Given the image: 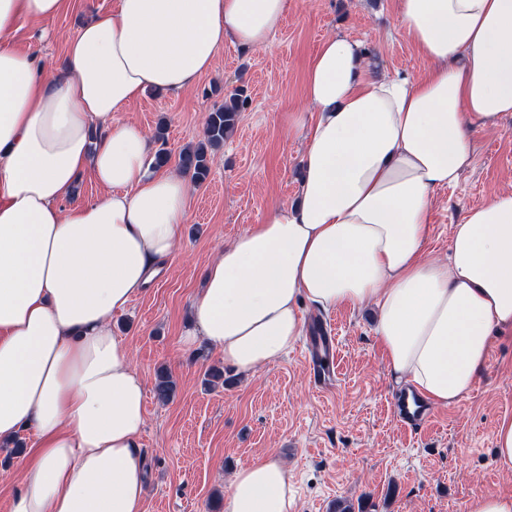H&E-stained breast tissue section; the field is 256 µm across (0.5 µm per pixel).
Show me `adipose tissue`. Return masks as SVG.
<instances>
[{
  "mask_svg": "<svg viewBox=\"0 0 512 512\" xmlns=\"http://www.w3.org/2000/svg\"><path fill=\"white\" fill-rule=\"evenodd\" d=\"M63 6L0 0V440L34 435L9 512H142L145 387L112 321L172 259L189 186L112 117L190 90L225 42L265 45L288 0H118L52 75L13 36ZM397 16L429 74L374 77L359 42L323 40L310 109L288 116L306 141L298 202L219 251L183 340L248 376L300 341L303 305L371 304L395 383L448 406L494 330H512V190L464 210L446 257L426 255L434 196L469 167L474 129L512 114V0H398ZM85 170L100 195L64 209ZM224 512H296L283 461L238 469Z\"/></svg>",
  "mask_w": 512,
  "mask_h": 512,
  "instance_id": "1",
  "label": "adipose tissue"
}]
</instances>
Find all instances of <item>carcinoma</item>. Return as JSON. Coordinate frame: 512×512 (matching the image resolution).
Wrapping results in <instances>:
<instances>
[{
    "label": "carcinoma",
    "instance_id": "obj_1",
    "mask_svg": "<svg viewBox=\"0 0 512 512\" xmlns=\"http://www.w3.org/2000/svg\"><path fill=\"white\" fill-rule=\"evenodd\" d=\"M246 99L239 90L224 99V104L208 116L204 137L195 145L186 146L179 152L177 166L179 170L195 184L203 183L209 173L207 164L208 150L224 143L232 132L238 112L242 111ZM176 383L167 370L157 373L155 382L156 397L167 402L175 395Z\"/></svg>",
    "mask_w": 512,
    "mask_h": 512
}]
</instances>
